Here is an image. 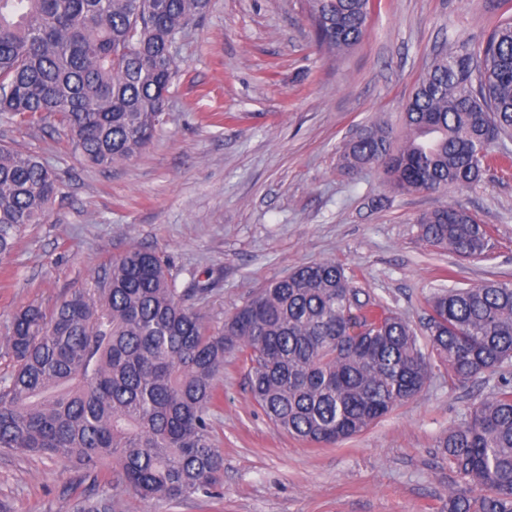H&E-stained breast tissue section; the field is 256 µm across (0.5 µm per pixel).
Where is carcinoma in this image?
Instances as JSON below:
<instances>
[{"label":"carcinoma","mask_w":512,"mask_h":512,"mask_svg":"<svg viewBox=\"0 0 512 512\" xmlns=\"http://www.w3.org/2000/svg\"><path fill=\"white\" fill-rule=\"evenodd\" d=\"M372 0H305L320 46H358ZM210 0H0V114L20 126L54 118L70 150L110 167L137 156L161 124L180 68L171 49ZM394 145L380 123L342 147L348 175L383 168L399 192L477 184L492 148L512 140V20L426 66ZM59 193L55 171L0 144V260ZM427 244L460 257L489 248L458 205L416 218ZM166 263L132 246L110 269L57 303L11 318L0 348V453L62 457L87 473L108 460L110 482L139 501L211 497L224 470L212 439L224 365L250 364L252 399L279 430L338 445L415 399L432 357L453 385L512 363V284L496 280L431 294L426 341L400 313L361 299L332 261L270 283L218 327L185 304ZM463 484L448 512H512V379L439 442ZM93 489L76 512H116Z\"/></svg>","instance_id":"obj_1"}]
</instances>
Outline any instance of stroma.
Returning a JSON list of instances; mask_svg holds the SVG:
<instances>
[{
  "mask_svg": "<svg viewBox=\"0 0 512 512\" xmlns=\"http://www.w3.org/2000/svg\"><path fill=\"white\" fill-rule=\"evenodd\" d=\"M374 3L361 44L336 55L317 46L303 0H211L178 44L155 138L106 169L72 154L54 121L24 128L0 117V144L39 155L60 180L44 223L29 225L0 266V337L16 310L52 311L133 245L168 260L178 288L210 276V291L188 304L215 326L271 281L322 260L418 330L436 289L512 282V160L492 157L476 187L444 196L393 193L382 168L352 178L337 165L359 126L400 133L426 65L449 44L483 39L512 17V0ZM445 202L486 228L484 254L421 240L417 217ZM248 371L234 360L220 384V495L171 504L117 489L129 512H446L460 479L439 442L501 376L454 386L435 368L414 401L341 445L316 447L272 425ZM92 482L61 458L0 457L10 512H73Z\"/></svg>",
  "mask_w": 512,
  "mask_h": 512,
  "instance_id": "stroma-1",
  "label": "stroma"
}]
</instances>
